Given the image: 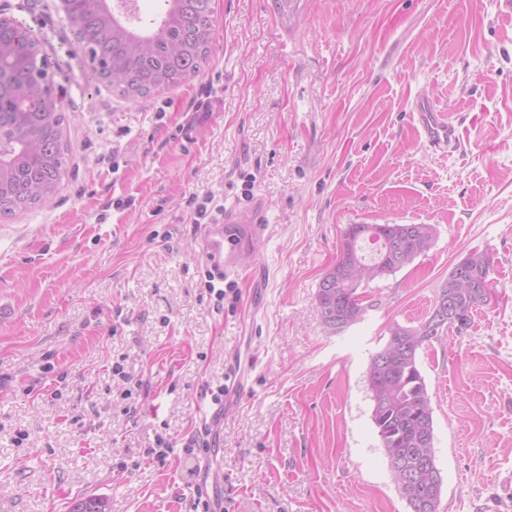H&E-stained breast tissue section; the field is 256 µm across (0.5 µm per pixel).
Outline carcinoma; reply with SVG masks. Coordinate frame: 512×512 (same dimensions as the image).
<instances>
[{"label": "carcinoma", "mask_w": 512, "mask_h": 512, "mask_svg": "<svg viewBox=\"0 0 512 512\" xmlns=\"http://www.w3.org/2000/svg\"><path fill=\"white\" fill-rule=\"evenodd\" d=\"M153 30L131 41L130 21L114 22L112 8L83 0L68 18L85 76L106 80L120 96L136 101L182 85L207 62L214 39L212 0H161ZM32 31L17 22L0 31V215L25 213L52 197L68 167L65 113L52 107L48 95L49 63L33 55ZM435 240L431 224H349L336 263L322 278L316 294L324 323L347 327L364 307L353 276L358 266H378L382 278L427 253ZM462 275L468 283L441 285L461 318L424 332L429 315L387 326L384 346L371 356L366 382L373 402L372 422L389 465H402L411 483L397 485L409 512H438L443 479L434 451L431 397L418 353L449 332L461 333L473 312L490 301L494 261L486 252H471Z\"/></svg>", "instance_id": "cac0c4a2"}]
</instances>
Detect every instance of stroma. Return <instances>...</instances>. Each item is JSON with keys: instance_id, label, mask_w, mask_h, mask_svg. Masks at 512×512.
<instances>
[{"instance_id": "35a3bbf8", "label": "stroma", "mask_w": 512, "mask_h": 512, "mask_svg": "<svg viewBox=\"0 0 512 512\" xmlns=\"http://www.w3.org/2000/svg\"><path fill=\"white\" fill-rule=\"evenodd\" d=\"M201 73L130 102L91 83L58 0H0L44 41L70 159L45 205L0 217V512H188L207 462L224 512H408L365 374L391 321L427 313L491 251L492 298L419 352L439 512H512V12L502 0H213ZM427 93L461 148L433 153ZM265 204L269 234L216 303L190 195ZM130 207H116L119 199ZM350 224H430L432 248L362 284L336 331L316 293ZM251 388L205 459L185 450L231 358ZM124 360L143 386L112 373ZM173 445L147 460L157 437Z\"/></svg>"}]
</instances>
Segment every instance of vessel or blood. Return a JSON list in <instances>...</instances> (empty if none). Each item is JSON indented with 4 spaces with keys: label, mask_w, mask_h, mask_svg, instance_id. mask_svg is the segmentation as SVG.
I'll use <instances>...</instances> for the list:
<instances>
[{
    "label": "vessel or blood",
    "mask_w": 512,
    "mask_h": 512,
    "mask_svg": "<svg viewBox=\"0 0 512 512\" xmlns=\"http://www.w3.org/2000/svg\"><path fill=\"white\" fill-rule=\"evenodd\" d=\"M415 120L419 133L427 147L436 153L455 152L461 145L458 127L449 121L448 115L435 107L426 95H418L413 101ZM265 207L254 202L245 207L225 211L223 217L199 227L200 256L210 268L229 274L240 268L239 255L244 241L262 240L267 226ZM246 371L237 365H229L224 376V407L232 409L244 389Z\"/></svg>",
    "instance_id": "vessel-or-blood-1"
}]
</instances>
